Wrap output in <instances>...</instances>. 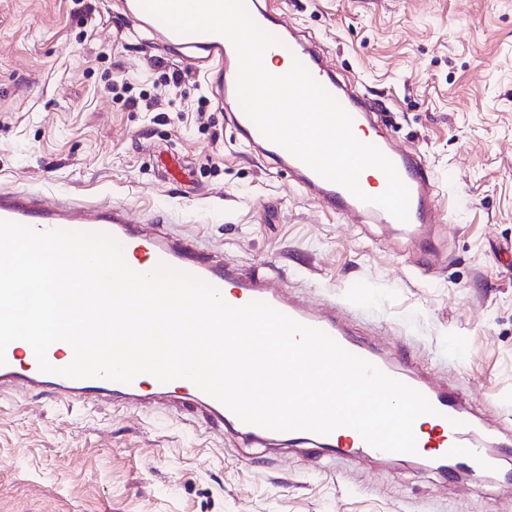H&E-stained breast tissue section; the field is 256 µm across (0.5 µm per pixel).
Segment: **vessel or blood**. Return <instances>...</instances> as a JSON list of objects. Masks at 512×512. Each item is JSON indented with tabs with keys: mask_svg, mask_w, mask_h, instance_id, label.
I'll return each mask as SVG.
<instances>
[{
	"mask_svg": "<svg viewBox=\"0 0 512 512\" xmlns=\"http://www.w3.org/2000/svg\"><path fill=\"white\" fill-rule=\"evenodd\" d=\"M244 5L260 28L278 38L277 53L299 60L350 114L354 128L371 126L370 111L341 87L323 57L294 35L268 0H244ZM122 7L139 29L159 36L164 43L186 49L187 65L206 71L215 69L222 74L220 98L246 150L273 161L288 172L300 188L331 211L358 214L378 224L393 223V216L384 209L361 202L346 188L322 178L261 134L238 100V57L226 37L215 33L176 32L146 12L139 0H122ZM371 142L392 161L409 190V219L404 225L405 230L415 235L425 225L438 223L439 209L433 198L432 180L416 156L410 151L395 148L384 137H372ZM0 220L23 224L39 232L67 230L108 235L120 245L124 257L135 258L134 269L137 272L149 273L163 264L196 277L218 291L232 289L239 305L262 301L302 324L323 330L349 353L369 361L428 399L436 414L431 418L433 426L428 436L417 439L416 457L433 469L444 471L461 465L469 473L480 475L495 469L496 449L512 446V430L475 417L463 408L457 394L447 386L419 375L412 363L384 354L355 336L337 316L335 309L317 311L299 303L288 296L274 278L241 276L235 269L212 260L193 242L170 236L162 225L134 223L124 206L109 202L81 204L68 200L48 204L30 192L1 191ZM73 356V349L67 342L54 343L47 357L57 371L45 373L40 371L32 349L22 347L20 342H12L6 350L5 364L0 365V395L23 391L69 403L89 397L108 401L117 394L140 406L187 403L213 426L230 431L249 443L264 446L283 437L282 432L241 421L223 403L186 379L163 383L151 375L142 374L132 382L122 383L101 377L75 379L59 375V368L68 365ZM291 437L308 445L311 455L325 459L384 460L388 457L387 452L373 448L349 427H341L328 434L295 431Z\"/></svg>",
	"mask_w": 512,
	"mask_h": 512,
	"instance_id": "1",
	"label": "vessel or blood"
}]
</instances>
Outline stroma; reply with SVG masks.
<instances>
[{"mask_svg": "<svg viewBox=\"0 0 512 512\" xmlns=\"http://www.w3.org/2000/svg\"><path fill=\"white\" fill-rule=\"evenodd\" d=\"M271 3L422 158L441 223L413 238L326 210L241 147L207 78L121 0H0V191L123 205L344 306L360 337L512 424V0ZM500 467L453 480L249 448L186 406L0 400V512H512Z\"/></svg>", "mask_w": 512, "mask_h": 512, "instance_id": "1", "label": "stroma"}]
</instances>
